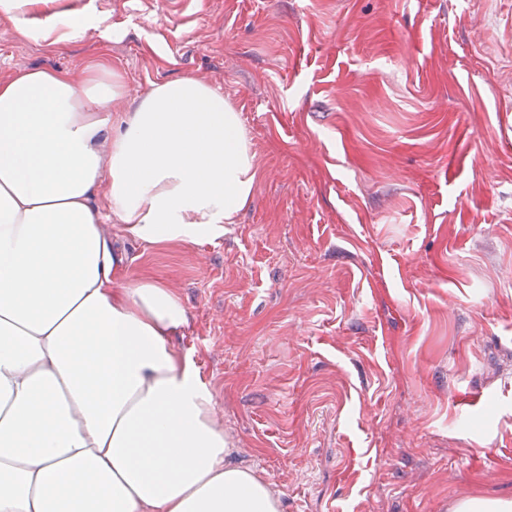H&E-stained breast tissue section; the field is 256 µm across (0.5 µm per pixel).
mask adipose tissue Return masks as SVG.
Masks as SVG:
<instances>
[{
  "mask_svg": "<svg viewBox=\"0 0 512 512\" xmlns=\"http://www.w3.org/2000/svg\"><path fill=\"white\" fill-rule=\"evenodd\" d=\"M0 16L50 48L112 37L59 0H0ZM124 90L104 66L0 79V512H282L171 342L180 296L117 284L105 222L148 245L222 236L255 154L199 78L153 83L116 119Z\"/></svg>",
  "mask_w": 512,
  "mask_h": 512,
  "instance_id": "adipose-tissue-1",
  "label": "adipose tissue"
}]
</instances>
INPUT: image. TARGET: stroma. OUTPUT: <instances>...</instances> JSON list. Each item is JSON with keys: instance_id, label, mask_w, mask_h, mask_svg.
Here are the masks:
<instances>
[{"instance_id": "35a3bbf8", "label": "stroma", "mask_w": 512, "mask_h": 512, "mask_svg": "<svg viewBox=\"0 0 512 512\" xmlns=\"http://www.w3.org/2000/svg\"><path fill=\"white\" fill-rule=\"evenodd\" d=\"M51 50L0 18V77L194 76L260 180L210 243L112 224L119 281L173 288L235 461L283 512L512 499V0H84Z\"/></svg>"}]
</instances>
